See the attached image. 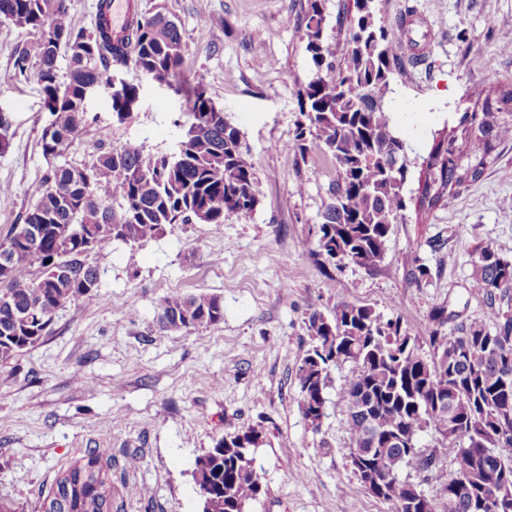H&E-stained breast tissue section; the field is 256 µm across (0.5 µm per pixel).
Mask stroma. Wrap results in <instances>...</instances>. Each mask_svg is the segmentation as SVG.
Returning <instances> with one entry per match:
<instances>
[{
    "mask_svg": "<svg viewBox=\"0 0 512 512\" xmlns=\"http://www.w3.org/2000/svg\"><path fill=\"white\" fill-rule=\"evenodd\" d=\"M135 14L177 21L183 72L203 82L213 103L250 147L260 202L250 217L221 227L172 224L147 243L113 242L90 253L98 298L58 310L33 349L0 363V501L40 512L57 479L105 448L112 512H201L191 472L218 440L248 428L264 490L244 512H392L352 492L353 443L344 368H332L319 428L298 405L296 371L311 346L307 319L337 304L372 307L427 336L429 312L446 305L449 325L483 318L473 288L475 250L491 247L512 262V131L480 180L427 219L407 208L377 268L349 264L325 275L313 227L336 178L330 155L308 139L306 156L287 147L302 116L310 78L301 26L307 0H134ZM388 25L411 21L398 44L385 103L408 145L405 198L415 196L435 134L490 84L512 80V0H376ZM38 31L0 19V114L9 146L0 152V240L34 203L32 189L52 163H90L101 146L142 143L172 151L191 105L152 80L125 123L107 92L85 103L89 123L58 160L40 136L50 119L35 80L15 77L27 53L36 65ZM422 264L428 276L415 283ZM173 292L219 296L224 318L193 330L161 329L157 316ZM137 465H130V458Z\"/></svg>",
    "mask_w": 512,
    "mask_h": 512,
    "instance_id": "1",
    "label": "stroma"
}]
</instances>
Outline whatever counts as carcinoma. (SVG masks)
Listing matches in <instances>:
<instances>
[{
	"label": "carcinoma",
	"mask_w": 512,
	"mask_h": 512,
	"mask_svg": "<svg viewBox=\"0 0 512 512\" xmlns=\"http://www.w3.org/2000/svg\"><path fill=\"white\" fill-rule=\"evenodd\" d=\"M3 12L21 27L65 36L60 43L38 44L35 71L29 70L25 53L15 64V75L35 78L46 96L55 126L52 136L41 134L46 157L60 155L87 124L86 112L73 105L87 87L106 81L112 66L133 72L125 96L112 99V113L120 121L130 115L143 77L177 94L187 92L192 104L191 126L170 154L127 142L102 152L89 166L65 163L45 174L23 223L12 225L0 242V263L12 266L11 278L0 280V362L5 364L41 340L59 309L97 297V291L84 288L99 281L98 269L79 248L84 234L97 239L99 251L115 240L134 246L161 235L169 224L197 221L201 208L206 223L219 227L230 215L250 216L259 191L240 130L209 118L211 101L202 83L181 87L182 36L168 15L138 19L116 39L101 4L92 32L70 23L66 0H0ZM322 23L321 0H308L304 35L313 77L300 93L306 123L298 124L290 147L305 157L310 135L325 146L336 168L330 201L315 225L317 263L324 269H338L345 261L372 269L382 261L391 226L406 209L407 145L391 128L385 97L393 47L407 32L378 23L374 0H351L344 18L348 47L339 58L323 36ZM62 46L70 52L63 77L57 64ZM510 128L512 83L480 92L471 111L440 134L424 159L416 210L430 213L478 181ZM396 163L399 172H386ZM38 212L43 222L35 237L27 225ZM472 287L486 294L487 315L448 331L445 307L436 305L423 341L400 318L386 319L366 305L341 302L329 319L318 312L308 318L313 346L296 374L301 413L319 428L329 364L323 359L316 368L307 365L328 337H336L338 365L348 366L340 389L352 404L350 433L355 447L375 449L371 462L388 478L385 492L375 498L391 503L394 512H435L419 484L400 479L398 471L405 466L424 473L426 482L446 485L444 470L427 466L415 448L421 432L448 426L465 448L462 462L469 476V488L452 500L449 512H488L485 495L493 489L512 498V436L503 437L496 426L499 420L512 424V390L499 391L506 382L512 385V316L495 307L512 302V262L488 246L480 249ZM223 318L219 297L175 293L164 300L159 323L167 330H188ZM240 447L221 439L196 459L192 478L202 512H243L246 502L262 493L263 478L252 458L241 461ZM105 455L99 449L87 463L67 470L49 498L67 487L65 512H108L112 504L99 466Z\"/></svg>",
	"instance_id": "cac0c4a2"
}]
</instances>
